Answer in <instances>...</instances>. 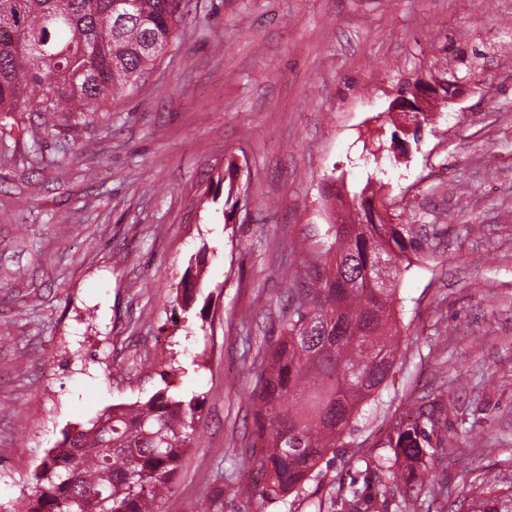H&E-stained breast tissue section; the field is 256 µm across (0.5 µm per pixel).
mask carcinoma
Returning <instances> with one entry per match:
<instances>
[{
    "instance_id": "obj_1",
    "label": "carcinoma",
    "mask_w": 512,
    "mask_h": 512,
    "mask_svg": "<svg viewBox=\"0 0 512 512\" xmlns=\"http://www.w3.org/2000/svg\"><path fill=\"white\" fill-rule=\"evenodd\" d=\"M182 0H0V113L38 112L24 129L33 144L54 119L87 116L130 93L176 37ZM335 253L308 277L289 281L290 305L279 336L261 358L253 392L255 436L264 452V483L235 490L247 503L296 492L329 451L339 447L362 404L393 364L395 289L367 279L379 258L398 268L423 242L404 224H334ZM202 286L184 285L186 312ZM201 400L163 388L147 401L112 407L46 452L30 478L23 512H67L82 500L111 497L112 512H163L183 456L196 438ZM390 440L393 482H421L414 464L434 456L419 421L402 422ZM477 495L448 512H512V485L484 480Z\"/></svg>"
}]
</instances>
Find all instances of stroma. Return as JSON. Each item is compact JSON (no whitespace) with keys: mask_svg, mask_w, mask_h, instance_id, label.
<instances>
[{"mask_svg":"<svg viewBox=\"0 0 512 512\" xmlns=\"http://www.w3.org/2000/svg\"><path fill=\"white\" fill-rule=\"evenodd\" d=\"M450 69L469 90L412 136L397 88ZM29 122L0 117V512L63 433L162 387L202 400L170 512H246L256 367L329 247L331 180L429 245L400 267L389 376L260 512H446L512 484V0H185L133 92L37 145ZM188 270L206 312L172 306ZM413 417L436 454L407 498L381 464Z\"/></svg>","mask_w":512,"mask_h":512,"instance_id":"obj_1","label":"stroma"}]
</instances>
